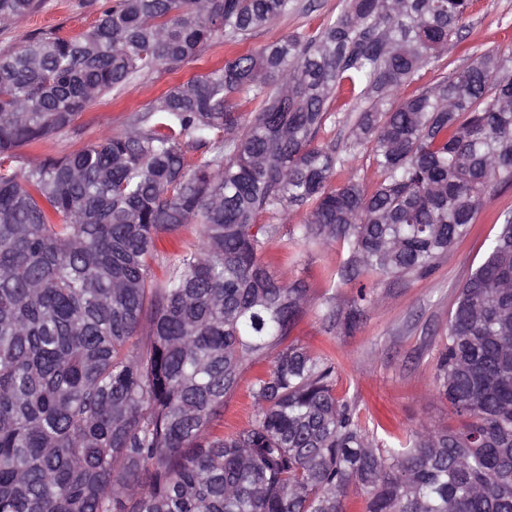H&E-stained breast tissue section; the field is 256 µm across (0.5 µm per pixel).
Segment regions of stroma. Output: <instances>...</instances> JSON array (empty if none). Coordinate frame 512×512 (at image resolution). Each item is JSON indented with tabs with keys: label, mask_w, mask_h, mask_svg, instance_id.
<instances>
[{
	"label": "stroma",
	"mask_w": 512,
	"mask_h": 512,
	"mask_svg": "<svg viewBox=\"0 0 512 512\" xmlns=\"http://www.w3.org/2000/svg\"><path fill=\"white\" fill-rule=\"evenodd\" d=\"M99 3L100 0H45L40 11L0 31V51L18 48L27 37L45 33L77 36L94 22ZM342 7V0H297L295 12L282 17L273 27L256 32L248 44L256 48L296 31L317 28L335 19ZM510 43L512 0H472L459 47L450 50L437 67L420 70L414 83L405 86L401 94L410 96L415 88L433 83L439 74H452L480 54ZM228 56L223 43H212L199 59L173 71L159 69L120 94L105 95L87 106L77 120L76 131L20 148L19 153L28 160L57 157L120 132L132 111L152 103L171 87L221 65ZM508 214L512 215V188L487 191L468 235L448 252L436 270L424 278L385 279L368 289L366 300L359 303V323L351 330L322 316L325 301H333L340 316L356 301L354 286L333 288L326 280L327 269L343 265L347 251L338 246L313 251L284 248L290 227L280 225L267 258L276 271L286 273L290 280L304 281L309 290L307 314L295 335L335 358L336 392L356 403L361 420L380 416L398 436L422 423L436 429L455 424L447 400L439 393L438 353L461 286L486 257ZM262 371L258 365L239 378L224 407L225 431L242 427L251 418L249 391L255 376Z\"/></svg>",
	"instance_id": "stroma-1"
}]
</instances>
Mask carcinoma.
I'll return each instance as SVG.
<instances>
[{"mask_svg":"<svg viewBox=\"0 0 512 512\" xmlns=\"http://www.w3.org/2000/svg\"><path fill=\"white\" fill-rule=\"evenodd\" d=\"M42 0H0V29ZM470 0H346L238 50L296 0H105L75 37L0 52V512H512V216L464 282L436 371L459 425L376 440L293 332L308 288L265 260L341 243L329 286L431 275L512 187V44L407 97ZM215 41L224 64L126 128L24 169L17 150ZM351 121L339 139L336 103ZM368 154L371 186L351 161ZM189 224L177 251L160 236ZM166 267L155 277L153 263ZM248 425L224 436L247 367Z\"/></svg>","mask_w":512,"mask_h":512,"instance_id":"carcinoma-1","label":"carcinoma"}]
</instances>
